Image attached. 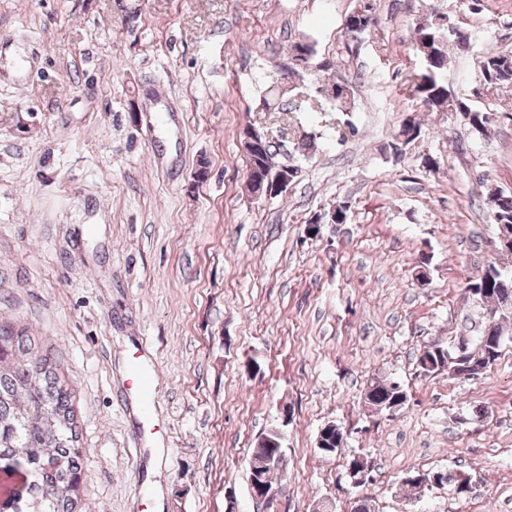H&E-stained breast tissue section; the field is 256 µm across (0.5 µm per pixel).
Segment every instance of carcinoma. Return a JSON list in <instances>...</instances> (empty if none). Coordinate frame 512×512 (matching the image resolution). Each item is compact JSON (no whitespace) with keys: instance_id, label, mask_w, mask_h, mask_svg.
Here are the masks:
<instances>
[{"instance_id":"1","label":"carcinoma","mask_w":512,"mask_h":512,"mask_svg":"<svg viewBox=\"0 0 512 512\" xmlns=\"http://www.w3.org/2000/svg\"><path fill=\"white\" fill-rule=\"evenodd\" d=\"M374 21L368 7L353 12L348 19V39L357 44L372 33ZM414 40L423 68L411 81L410 93L431 109L446 108L461 112L465 107L448 95L442 73L448 67V48L464 51L470 47V38L462 29L446 39L443 28L433 23L419 24L414 29ZM479 86L492 93L512 88V55L487 51L475 60ZM328 99L343 110L351 104V88L342 81L327 86ZM469 125L479 134L488 132L490 113L473 110L466 115ZM420 123L405 119L392 145L394 153L401 146L421 136ZM495 224L512 225V193L499 189L489 192ZM512 278V272L490 263L480 275L467 282L475 285L473 300L481 305L483 316L494 320V336L504 339L503 324L512 321V313L499 311L501 283ZM502 345H496L480 335L470 338L466 356L459 360L454 349L432 343L424 346L419 364L430 357L431 369H422L428 375L446 373L457 379L467 364L497 361ZM399 382L381 380L372 384L367 393L369 404L383 413L387 403L402 394ZM79 430L69 388L57 375L52 360L39 353L32 337L0 326V458L24 454L36 466V479L29 486L30 500L25 512H79L80 468L78 466Z\"/></svg>"}]
</instances>
